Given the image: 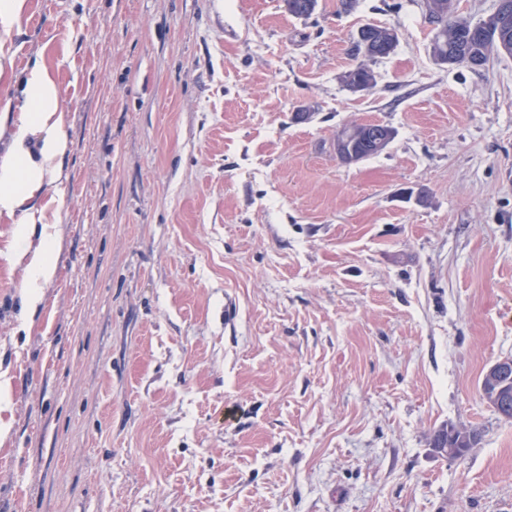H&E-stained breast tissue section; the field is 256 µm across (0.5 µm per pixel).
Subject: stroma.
<instances>
[{
  "instance_id": "1",
  "label": "stroma",
  "mask_w": 512,
  "mask_h": 512,
  "mask_svg": "<svg viewBox=\"0 0 512 512\" xmlns=\"http://www.w3.org/2000/svg\"><path fill=\"white\" fill-rule=\"evenodd\" d=\"M367 24L399 44L354 93ZM435 32L423 0H27L0 111L46 66L68 179L25 322L0 217V512H512L481 398L512 357V55L451 68ZM351 122L395 135L346 163ZM451 424L481 434L453 461Z\"/></svg>"
}]
</instances>
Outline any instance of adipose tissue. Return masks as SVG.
I'll return each instance as SVG.
<instances>
[{
  "label": "adipose tissue",
  "mask_w": 512,
  "mask_h": 512,
  "mask_svg": "<svg viewBox=\"0 0 512 512\" xmlns=\"http://www.w3.org/2000/svg\"><path fill=\"white\" fill-rule=\"evenodd\" d=\"M21 85V114L0 152V217L14 226L15 262L24 268L21 297L25 309L33 310L55 277L60 245L56 224L34 206L33 199L61 182L69 139L60 88L48 69L30 67ZM34 237L39 240L35 246L30 243Z\"/></svg>",
  "instance_id": "obj_1"
}]
</instances>
